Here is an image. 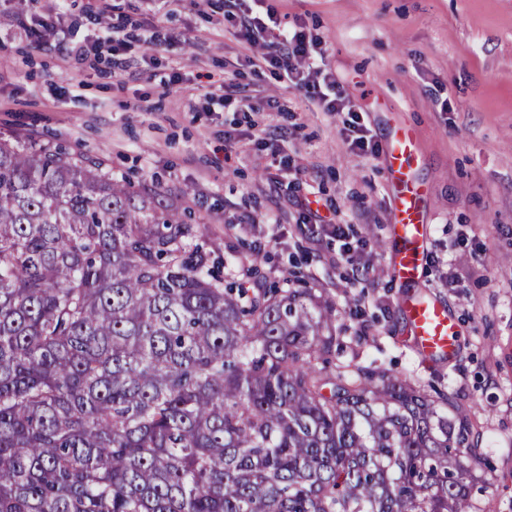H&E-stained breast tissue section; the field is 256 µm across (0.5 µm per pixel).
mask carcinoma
I'll return each mask as SVG.
<instances>
[{"label":"carcinoma","mask_w":512,"mask_h":512,"mask_svg":"<svg viewBox=\"0 0 512 512\" xmlns=\"http://www.w3.org/2000/svg\"><path fill=\"white\" fill-rule=\"evenodd\" d=\"M202 224L0 137V512H472L451 394L333 359L336 303L250 288Z\"/></svg>","instance_id":"carcinoma-1"}]
</instances>
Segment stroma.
<instances>
[{
    "label": "stroma",
    "mask_w": 512,
    "mask_h": 512,
    "mask_svg": "<svg viewBox=\"0 0 512 512\" xmlns=\"http://www.w3.org/2000/svg\"><path fill=\"white\" fill-rule=\"evenodd\" d=\"M0 0V135L30 132L98 158L114 176L163 190L205 224L227 272L289 270L375 323L344 360L378 361L451 392L480 435L473 512H512V0H258L311 51L356 106L326 113L281 70L255 69L262 46L224 22V0ZM123 41L113 50L106 26ZM84 47L85 60L69 58ZM260 115L245 112V105ZM360 121L381 152L349 147ZM414 127L415 181L427 189L428 260L417 291L462 332L453 361L421 358L388 258L395 188L383 152ZM343 224L369 274L348 283L339 244L308 217Z\"/></svg>",
    "instance_id": "obj_1"
}]
</instances>
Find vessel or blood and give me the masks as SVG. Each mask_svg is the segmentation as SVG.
<instances>
[{
  "mask_svg": "<svg viewBox=\"0 0 512 512\" xmlns=\"http://www.w3.org/2000/svg\"><path fill=\"white\" fill-rule=\"evenodd\" d=\"M416 154V134L403 128L390 142L387 174L397 186L391 218L393 248L391 269L402 283L418 279L426 258L428 226L423 222L425 191L409 175ZM401 307L407 319L408 331L414 336L420 355L427 359H454L458 351L457 327L447 309L427 296H406Z\"/></svg>",
  "mask_w": 512,
  "mask_h": 512,
  "instance_id": "vessel-or-blood-1",
  "label": "vessel or blood"
}]
</instances>
